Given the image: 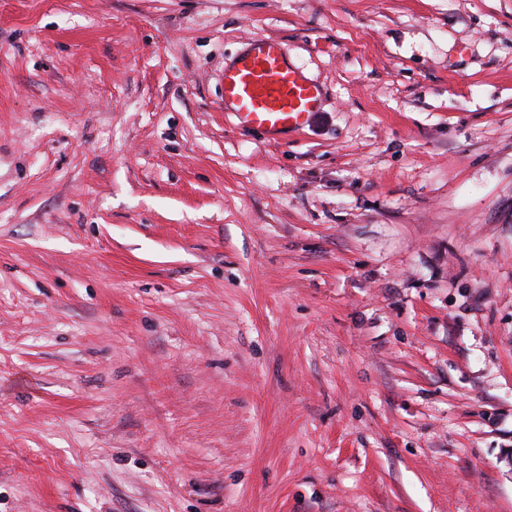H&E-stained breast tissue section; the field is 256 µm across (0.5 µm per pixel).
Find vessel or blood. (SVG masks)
Wrapping results in <instances>:
<instances>
[{"instance_id": "vessel-or-blood-1", "label": "vessel or blood", "mask_w": 512, "mask_h": 512, "mask_svg": "<svg viewBox=\"0 0 512 512\" xmlns=\"http://www.w3.org/2000/svg\"><path fill=\"white\" fill-rule=\"evenodd\" d=\"M319 87L292 66L277 39H251L224 70V99L249 126L276 134L299 128L320 101Z\"/></svg>"}]
</instances>
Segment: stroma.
<instances>
[{"label": "stroma", "mask_w": 512, "mask_h": 512, "mask_svg": "<svg viewBox=\"0 0 512 512\" xmlns=\"http://www.w3.org/2000/svg\"><path fill=\"white\" fill-rule=\"evenodd\" d=\"M0 512H512V0H0ZM319 87L288 63L281 43L258 37L224 69V101L249 126L277 134L299 128L316 112Z\"/></svg>", "instance_id": "1"}]
</instances>
